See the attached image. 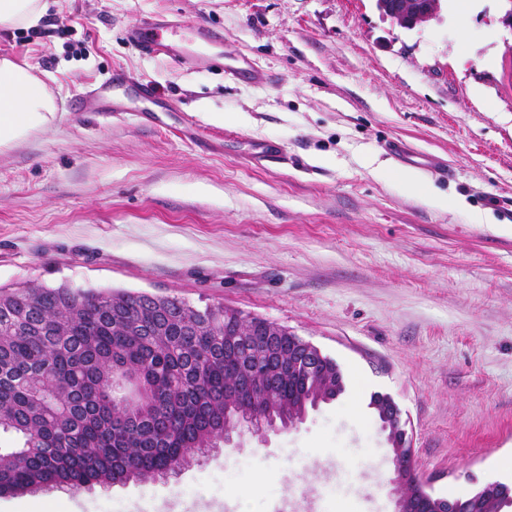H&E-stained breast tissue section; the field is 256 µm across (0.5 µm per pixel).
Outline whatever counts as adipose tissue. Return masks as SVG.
Instances as JSON below:
<instances>
[{"label": "adipose tissue", "mask_w": 512, "mask_h": 512, "mask_svg": "<svg viewBox=\"0 0 512 512\" xmlns=\"http://www.w3.org/2000/svg\"><path fill=\"white\" fill-rule=\"evenodd\" d=\"M56 110L55 97L43 79L26 65L0 60V147L46 125Z\"/></svg>", "instance_id": "1"}]
</instances>
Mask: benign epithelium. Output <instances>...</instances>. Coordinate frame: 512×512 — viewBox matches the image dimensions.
<instances>
[{"label": "benign epithelium", "instance_id": "1", "mask_svg": "<svg viewBox=\"0 0 512 512\" xmlns=\"http://www.w3.org/2000/svg\"><path fill=\"white\" fill-rule=\"evenodd\" d=\"M382 15L401 27L413 29L438 18L440 0H418L406 7L405 0H376ZM292 353L288 361H280L269 354V344L255 345L253 337H224V349L234 348L240 358L239 387L253 392L252 402L267 399V389L285 379L302 378L306 383L317 385L328 379L329 356L294 332H288ZM306 397L300 395L297 404L288 406V420L280 424L267 417L265 409L256 406L239 413L235 418H224V443L229 444L233 436L247 434L263 438L281 429H296L303 422L307 411L303 409ZM381 430L387 433L388 443L393 449L394 476L390 479L392 492L397 496L395 512H440L443 506L448 512H468L472 499L447 500L432 494L413 472V450L407 432L401 423V412L394 401L380 398ZM498 483L483 485L478 494L484 501V512H505L512 507V497L506 500L496 494Z\"/></svg>", "mask_w": 512, "mask_h": 512}]
</instances>
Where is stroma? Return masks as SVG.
I'll list each match as a JSON object with an SVG mask.
<instances>
[{
	"instance_id": "stroma-1",
	"label": "stroma",
	"mask_w": 512,
	"mask_h": 512,
	"mask_svg": "<svg viewBox=\"0 0 512 512\" xmlns=\"http://www.w3.org/2000/svg\"><path fill=\"white\" fill-rule=\"evenodd\" d=\"M41 37L0 29V58L49 76L57 112L0 147V290L34 282L175 296L284 326L334 359L344 391L304 423L210 449L146 483L0 496V512H394L390 396L435 495L512 488V0L408 30L375 0H44ZM160 16L181 54L127 30ZM208 26L220 44L198 33ZM271 85L233 78L241 59ZM171 109L74 105L113 68ZM441 156L446 206L379 171L386 141ZM260 140L287 163L252 166Z\"/></svg>"
}]
</instances>
